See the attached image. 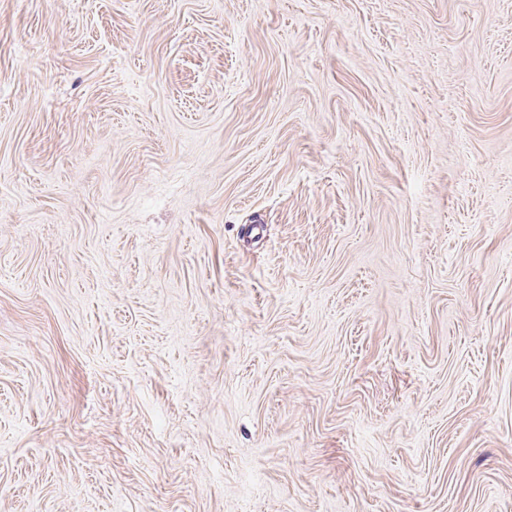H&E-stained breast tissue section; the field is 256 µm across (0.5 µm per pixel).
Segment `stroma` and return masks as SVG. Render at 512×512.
Here are the masks:
<instances>
[{
	"label": "stroma",
	"mask_w": 512,
	"mask_h": 512,
	"mask_svg": "<svg viewBox=\"0 0 512 512\" xmlns=\"http://www.w3.org/2000/svg\"><path fill=\"white\" fill-rule=\"evenodd\" d=\"M0 512H512V0H0Z\"/></svg>",
	"instance_id": "1"
}]
</instances>
